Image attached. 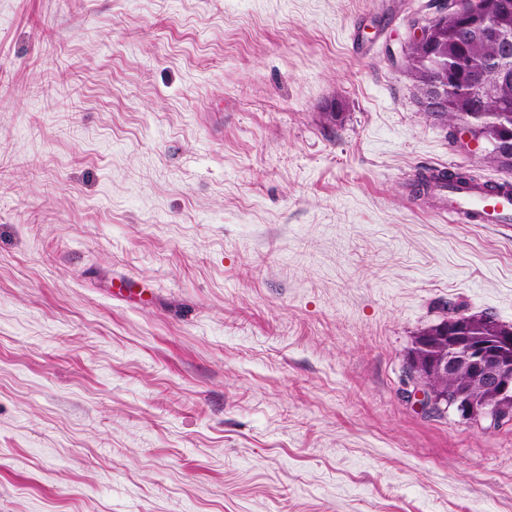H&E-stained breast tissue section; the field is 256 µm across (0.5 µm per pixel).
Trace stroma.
Returning <instances> with one entry per match:
<instances>
[{"instance_id":"obj_1","label":"stroma","mask_w":512,"mask_h":512,"mask_svg":"<svg viewBox=\"0 0 512 512\" xmlns=\"http://www.w3.org/2000/svg\"><path fill=\"white\" fill-rule=\"evenodd\" d=\"M432 15L0 0V512H512V423L403 397L446 302L512 325V224L412 185L512 179L422 111Z\"/></svg>"}]
</instances>
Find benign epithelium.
<instances>
[{
    "label": "benign epithelium",
    "mask_w": 512,
    "mask_h": 512,
    "mask_svg": "<svg viewBox=\"0 0 512 512\" xmlns=\"http://www.w3.org/2000/svg\"><path fill=\"white\" fill-rule=\"evenodd\" d=\"M511 10L512 0H443V11L417 26L410 43L420 47L432 43L439 38V28L450 16L464 19L480 14L494 19ZM497 46L496 59L502 62L498 70L506 86L512 83V68L505 65L512 59V39L500 32ZM457 61L458 71L470 76L465 95L474 100L484 99L489 88L478 77L482 66L465 49ZM432 65L439 76L432 81L428 96L421 98L423 109L429 112L448 107V71L435 59ZM485 140L492 145V155L512 158V139L493 135ZM409 359L414 368L409 377L412 390L408 397L420 407L442 412L451 406L462 419L485 421L490 428L512 422L511 330L496 325L493 335L482 336L475 332L466 315L457 309L450 310L443 322L415 341ZM461 371L468 375L470 384L436 390L426 386L429 377L446 379ZM475 388L482 395H475Z\"/></svg>",
    "instance_id": "7a95c632"
}]
</instances>
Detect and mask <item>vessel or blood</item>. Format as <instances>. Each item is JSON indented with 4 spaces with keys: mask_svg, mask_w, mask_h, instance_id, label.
<instances>
[{
    "mask_svg": "<svg viewBox=\"0 0 512 512\" xmlns=\"http://www.w3.org/2000/svg\"><path fill=\"white\" fill-rule=\"evenodd\" d=\"M440 213L465 224H512V182L489 188L477 182H442L435 190Z\"/></svg>",
    "mask_w": 512,
    "mask_h": 512,
    "instance_id": "obj_1",
    "label": "vessel or blood"
}]
</instances>
